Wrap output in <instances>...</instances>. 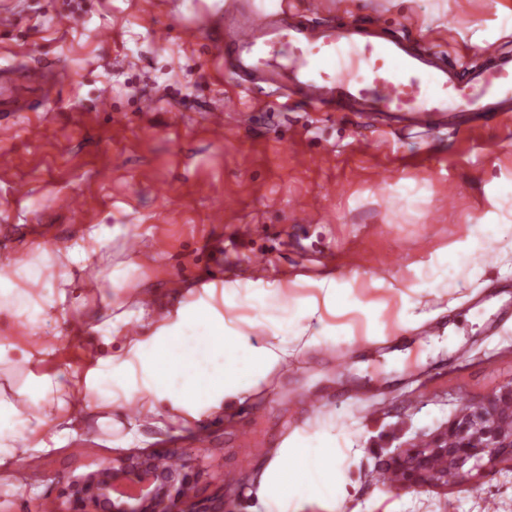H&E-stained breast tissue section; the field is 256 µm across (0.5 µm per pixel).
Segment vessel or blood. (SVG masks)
I'll return each mask as SVG.
<instances>
[{
	"instance_id": "vessel-or-blood-1",
	"label": "vessel or blood",
	"mask_w": 512,
	"mask_h": 512,
	"mask_svg": "<svg viewBox=\"0 0 512 512\" xmlns=\"http://www.w3.org/2000/svg\"><path fill=\"white\" fill-rule=\"evenodd\" d=\"M224 67L314 109L382 116L409 129H457L460 116L482 124L512 116V51L481 64H447L422 42L390 31L381 20L312 23L289 12H245L226 0ZM347 60L331 71L337 51Z\"/></svg>"
}]
</instances>
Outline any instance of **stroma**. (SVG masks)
Masks as SVG:
<instances>
[{"mask_svg": "<svg viewBox=\"0 0 512 512\" xmlns=\"http://www.w3.org/2000/svg\"><path fill=\"white\" fill-rule=\"evenodd\" d=\"M320 21L375 15L393 31L428 42L446 62L481 63L512 47V0H318ZM17 23L0 35V66L21 68L23 97L49 100L34 112H0V264L39 269L47 252L81 245L89 225L109 240L97 287L76 278L77 309L44 327L0 316V340L52 341L40 370L69 378L115 353L95 329L111 305L146 309L153 321L234 283V316H256L249 286L280 284L289 299L319 295L327 278L353 281L361 305L378 308L367 335L353 311L335 336L249 329L251 343L289 356L244 403L198 417L145 418L122 382L72 413L51 448L0 465V512H45L73 477L133 453L164 452L202 477L208 512H246L266 465L299 435L327 432L342 447L350 483L337 506L305 499L300 512H512V463L472 471L448 487L395 491L380 482L393 452L419 447L512 381V232L467 268L460 289L417 292V274L466 241L512 181V121L470 125L421 139L386 136L353 115L326 116L302 102L284 110L265 89L244 93L224 75L220 0H12ZM76 16L79 27L60 21ZM224 114L223 131L210 113ZM251 113L250 126L235 115ZM42 126L29 139L30 124ZM110 176L98 178L101 168ZM394 176L381 180L383 168ZM246 225L250 234L238 238ZM183 286L173 290L172 278ZM413 304L417 324L394 320ZM21 356L0 363V397L19 420L42 401L27 393ZM210 434L209 446L195 441Z\"/></svg>", "mask_w": 512, "mask_h": 512, "instance_id": "stroma-1", "label": "stroma"}]
</instances>
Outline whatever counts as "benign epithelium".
<instances>
[{
	"label": "benign epithelium",
	"mask_w": 512,
	"mask_h": 512,
	"mask_svg": "<svg viewBox=\"0 0 512 512\" xmlns=\"http://www.w3.org/2000/svg\"><path fill=\"white\" fill-rule=\"evenodd\" d=\"M160 455H129L71 479L61 492L57 512H206L184 489L199 479L186 463L166 467ZM512 462V385L475 409H467L422 448L397 450L394 489L446 486L465 475Z\"/></svg>",
	"instance_id": "obj_1"
}]
</instances>
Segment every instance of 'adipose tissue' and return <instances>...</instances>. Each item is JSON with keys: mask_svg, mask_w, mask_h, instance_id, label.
Instances as JSON below:
<instances>
[{"mask_svg": "<svg viewBox=\"0 0 512 512\" xmlns=\"http://www.w3.org/2000/svg\"><path fill=\"white\" fill-rule=\"evenodd\" d=\"M502 224L477 221L465 247L452 255L429 264L420 276L422 288H455L472 259L483 256L490 245L500 240ZM105 245L103 227L88 229L83 245L78 248H60L46 256L45 265L53 281L56 294L46 301H38L39 279L31 277L23 268L7 263L0 265V298L16 302L11 312L22 317L37 312L43 321H50L71 305L70 289L74 272L91 277L101 261ZM322 301L288 302L279 289L260 285L253 290L254 301L273 304L282 317L264 321L263 326L274 336L281 335L291 323H306L313 339L326 334L324 312L341 313L352 307L349 282L336 279L323 284ZM236 287L228 283L221 288H208L206 298L179 306L167 317L154 323L144 336H127L119 355L99 360L96 368L80 379L60 382L57 377L34 374L29 388L45 403L46 408L26 421L27 434H19L13 422L15 407L0 399V455L18 459L32 450L47 448L58 433L55 424L62 409L101 388L112 380L118 356L134 357L138 364L140 383L134 390L141 413L159 416L165 413L192 415L194 401L217 408L224 404L244 401L257 377L279 365L288 356L282 346L257 347L229 318L227 312L235 308ZM192 337L191 350L180 352L177 342ZM281 458L292 459L291 467L280 460L272 461L264 471L257 503L250 512H269L271 505L314 495L330 500H345L347 482L339 464L341 449L335 439L323 435L285 446Z\"/></svg>", "mask_w": 512, "mask_h": 512, "instance_id": "obj_1", "label": "adipose tissue"}]
</instances>
